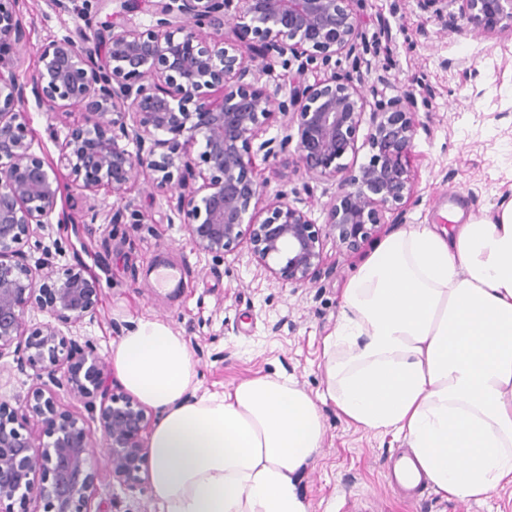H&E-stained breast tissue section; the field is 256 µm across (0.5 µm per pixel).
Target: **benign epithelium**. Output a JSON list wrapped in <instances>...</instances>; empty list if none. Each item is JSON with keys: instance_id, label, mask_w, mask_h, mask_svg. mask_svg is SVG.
<instances>
[{"instance_id": "benign-epithelium-1", "label": "benign epithelium", "mask_w": 512, "mask_h": 512, "mask_svg": "<svg viewBox=\"0 0 512 512\" xmlns=\"http://www.w3.org/2000/svg\"><path fill=\"white\" fill-rule=\"evenodd\" d=\"M20 2L0 0V354L14 349L17 369L32 371L35 384L20 409L0 410V512H38L30 505L41 502L44 512H82L104 476L131 492L141 485L150 421L139 401L113 384L95 345L68 337L94 316L101 289L81 265L54 278L55 256L43 243L65 185L31 153L26 84L13 57L26 38ZM354 2L151 0L153 28L101 26L98 59L71 31L51 40L41 49L31 91L84 117L61 144L72 185L103 188L121 200L146 171L153 188L178 192L175 211L199 251L219 260L246 237L266 272L292 285L310 282L323 265V236L354 252L384 210L415 194L409 168L420 126L414 89H402L370 113L372 156L354 174L346 158L355 152L366 95L350 79L318 77L336 67L338 57L356 65L377 51ZM448 2L460 3L462 17L477 29L512 19V0ZM225 26L235 36L254 35V56L291 54L297 78L288 99L254 88L246 57L229 51L228 39L210 35ZM308 73L317 75L312 84L305 83ZM276 112L286 117L284 135L262 141L258 150L275 155L293 142L299 170L335 183L323 227L284 200L259 223L246 218L264 183L245 149ZM198 141L212 172L199 187L191 182L187 151ZM23 241L40 254L34 268L15 249ZM31 307L49 321L26 328ZM57 389L79 401L83 413L55 423ZM39 423L47 426L42 435L34 432ZM93 424L102 434L100 452Z\"/></svg>"}]
</instances>
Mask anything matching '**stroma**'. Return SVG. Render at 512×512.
I'll return each mask as SVG.
<instances>
[{
    "instance_id": "35a3bbf8",
    "label": "stroma",
    "mask_w": 512,
    "mask_h": 512,
    "mask_svg": "<svg viewBox=\"0 0 512 512\" xmlns=\"http://www.w3.org/2000/svg\"><path fill=\"white\" fill-rule=\"evenodd\" d=\"M122 0H87L85 15L59 10L54 0H24L20 6L27 39L17 52L21 81L33 78L40 48L54 37L86 26L100 27L120 11ZM362 28L384 51L366 55L358 66L341 61L337 75L351 74L366 91V110L378 100L411 86L422 123L412 148L416 202L403 214L383 212L381 231L352 253L335 238L323 239V267L311 284L295 286L260 267L249 242H241L223 261L199 253L174 211L176 201L148 194L147 175L131 184L124 200L106 191L73 190L58 200L67 223L53 225L44 243L55 256L57 272L81 264L99 279L101 302L93 319L74 329L78 341L94 343L109 356L119 337L115 326L152 319L185 338L201 389L221 391L257 374L283 372L306 393L324 389L322 341L336 328L348 280L384 240L415 224L453 231L461 215H492L512 199V21L478 32L457 5L440 0H358ZM121 12V11H120ZM254 87L278 99L288 97L296 64L283 59H253ZM33 130L32 152L69 182L61 165V143L80 121L74 109H49L35 97L26 102ZM248 152L267 183L255 206L265 219L279 194L325 224V205L334 183L299 172L294 150L267 157L250 142ZM109 211L127 205L139 224H87L86 208ZM189 265L178 289L147 287L157 263ZM32 386L19 372L12 353L0 355V403L20 408ZM325 436L318 455L299 473L297 490L310 512H512V485L483 502L446 498L427 491L418 507L401 502L390 490L385 470L391 457L406 451L403 439L347 422L335 405L321 401ZM110 503L112 512H155L149 485L128 495L108 478L95 487L92 505Z\"/></svg>"
}]
</instances>
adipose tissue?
<instances>
[{"instance_id":"adipose-tissue-1","label":"adipose tissue","mask_w":512,"mask_h":512,"mask_svg":"<svg viewBox=\"0 0 512 512\" xmlns=\"http://www.w3.org/2000/svg\"><path fill=\"white\" fill-rule=\"evenodd\" d=\"M323 339L340 414L407 443L436 492L512 484V200L453 235L415 225L349 280ZM122 385L158 413L146 442L157 512H309L295 484L325 429L282 374L199 392L183 336L144 320L113 347Z\"/></svg>"}]
</instances>
